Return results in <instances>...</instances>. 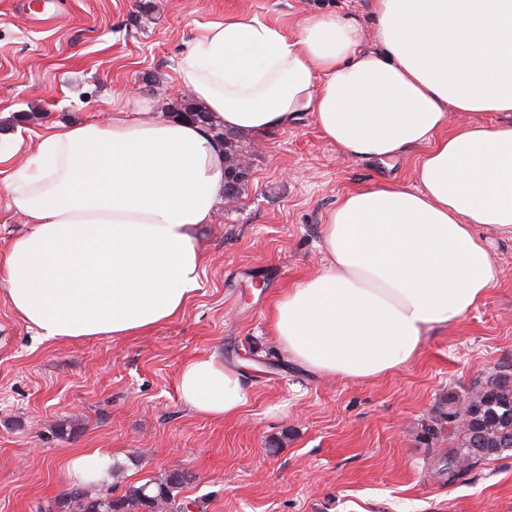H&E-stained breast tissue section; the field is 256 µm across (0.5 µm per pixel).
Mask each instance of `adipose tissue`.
I'll return each instance as SVG.
<instances>
[{
  "label": "adipose tissue",
  "instance_id": "adipose-tissue-1",
  "mask_svg": "<svg viewBox=\"0 0 512 512\" xmlns=\"http://www.w3.org/2000/svg\"><path fill=\"white\" fill-rule=\"evenodd\" d=\"M175 72L238 138L307 115L350 158L422 151L416 186L357 188L330 212L324 268L272 307L293 361L377 380L497 284L485 234L512 237V0H375L370 47L352 17L312 14L293 33L238 17L208 26ZM452 112L476 119L452 128ZM226 175L223 140L199 123L120 110L107 123L50 124L9 183L26 230L0 252V293L45 340L136 336L172 320L199 286V229ZM177 388L208 418H236L248 401L242 370L212 355L184 364ZM115 463L111 449L86 448L67 473L101 485Z\"/></svg>",
  "mask_w": 512,
  "mask_h": 512
}]
</instances>
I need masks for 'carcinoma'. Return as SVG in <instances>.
I'll list each match as a JSON object with an SVG mask.
<instances>
[{"mask_svg": "<svg viewBox=\"0 0 512 512\" xmlns=\"http://www.w3.org/2000/svg\"><path fill=\"white\" fill-rule=\"evenodd\" d=\"M176 115L209 126L218 132L208 110L189 97L179 101ZM227 168L238 172L239 150L233 138H224ZM460 419L463 425L448 431V479L466 474L477 463L512 450V373L500 371L490 382L474 383L472 393L463 404L453 401L446 411H440L434 423L425 425L426 439L443 435V423ZM193 475L176 470L162 479H149L134 486L118 498L110 494L91 496L82 487H74L67 496L70 512H146L155 504L175 501L173 491L189 483Z\"/></svg>", "mask_w": 512, "mask_h": 512, "instance_id": "cac0c4a2", "label": "carcinoma"}]
</instances>
